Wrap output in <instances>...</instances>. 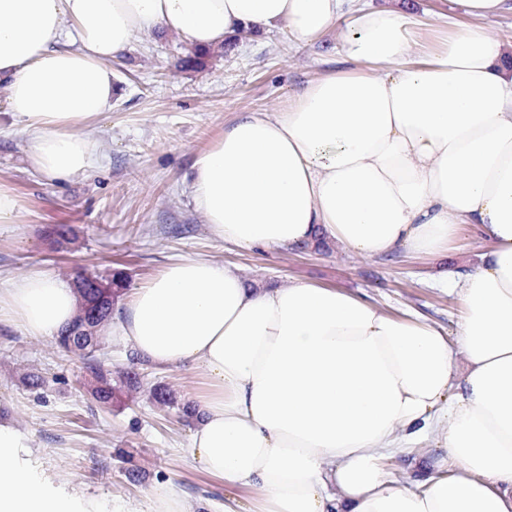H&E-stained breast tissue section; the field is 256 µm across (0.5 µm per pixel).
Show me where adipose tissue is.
<instances>
[{
    "instance_id": "obj_1",
    "label": "adipose tissue",
    "mask_w": 512,
    "mask_h": 512,
    "mask_svg": "<svg viewBox=\"0 0 512 512\" xmlns=\"http://www.w3.org/2000/svg\"><path fill=\"white\" fill-rule=\"evenodd\" d=\"M475 17L410 53L405 14L358 0H0V82L35 172L92 169L85 123L112 105L114 58L136 32L209 49L286 27L304 42L339 23L346 68L277 112H247L193 165L212 233L247 249L334 240L384 256L440 254L460 225L491 243L463 280L455 337L351 292L249 286L210 258L171 263L132 294L115 333L139 359L203 373L188 453L249 490L224 512H512V77L483 18L512 0H456ZM75 288L41 268L0 284V322L69 326ZM442 429L425 478L397 485L395 448ZM0 424V512H86L10 454Z\"/></svg>"
}]
</instances>
